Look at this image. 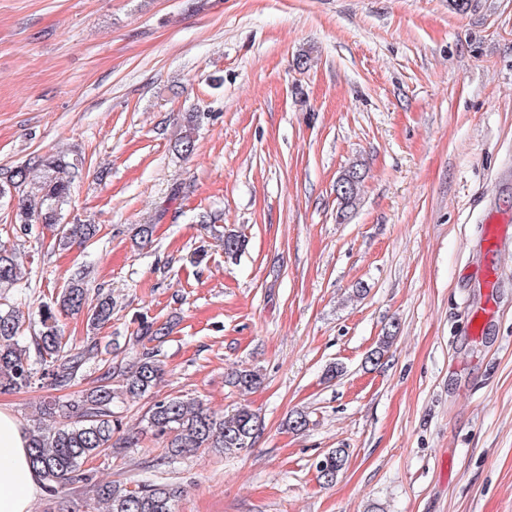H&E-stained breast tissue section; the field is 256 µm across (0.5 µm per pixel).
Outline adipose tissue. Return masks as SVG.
Wrapping results in <instances>:
<instances>
[{"instance_id":"1","label":"adipose tissue","mask_w":512,"mask_h":512,"mask_svg":"<svg viewBox=\"0 0 512 512\" xmlns=\"http://www.w3.org/2000/svg\"><path fill=\"white\" fill-rule=\"evenodd\" d=\"M42 481L28 460V434L18 417L0 407V512H30Z\"/></svg>"}]
</instances>
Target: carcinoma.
I'll return each mask as SVG.
<instances>
[{"label": "carcinoma", "instance_id": "1", "mask_svg": "<svg viewBox=\"0 0 512 512\" xmlns=\"http://www.w3.org/2000/svg\"><path fill=\"white\" fill-rule=\"evenodd\" d=\"M83 161L67 153H56L37 160L0 168V196L18 193L15 222L29 231L34 224L55 229V243L65 247L72 240L88 242L98 232L92 224L63 223L72 181L80 174ZM44 172L40 179L32 171ZM363 176L356 168L345 172L336 182V195L344 208L356 204ZM154 226L137 224L132 241L138 247L152 243ZM246 248V239L229 232L224 234V254L233 258ZM22 279L15 253L0 243V292L8 293ZM87 301V288L81 279L74 280L56 299L60 309L79 312ZM41 330L31 337L30 344L21 341L23 315L15 306L0 307V391L27 388L42 367V377L56 388L70 386L82 376L84 365L97 350L90 345L82 351L64 342L58 328L54 307L41 305ZM112 299L105 296L92 308L91 324L103 326L112 320ZM166 325L142 321L135 341L153 342L167 333ZM166 370L158 353L146 349L128 366L104 361L103 372L81 399L69 404L48 403L42 414L51 418L53 426H37L29 433L31 462L39 473L43 488L54 500L68 486L91 484L95 500L107 512H176L180 491L172 484L146 479L136 487L112 481L96 480L94 463L112 454L116 448H136L140 437L136 432L115 438L122 428L115 411L119 398L136 400L145 397L163 380ZM230 383L243 392L262 384L261 374L250 368L231 372ZM145 432L164 439L165 458L175 460L192 456L201 450L225 453L246 448L260 431V419L248 406L238 407L230 414L218 415L193 398L165 397L154 401L146 417ZM347 460L346 450L332 448L317 462L319 481L331 485Z\"/></svg>", "mask_w": 512, "mask_h": 512}]
</instances>
